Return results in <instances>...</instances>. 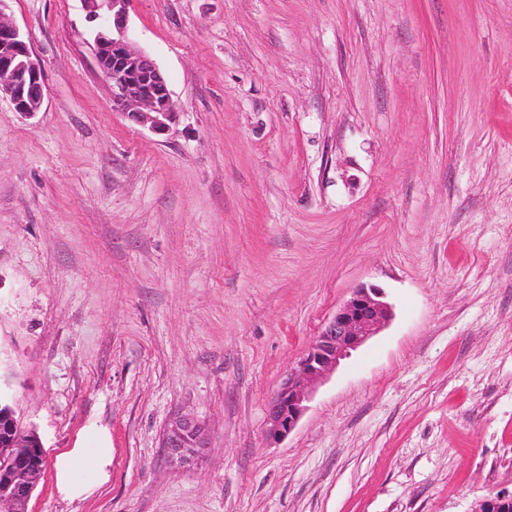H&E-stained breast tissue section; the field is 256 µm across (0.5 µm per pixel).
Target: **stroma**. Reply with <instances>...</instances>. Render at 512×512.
I'll return each instance as SVG.
<instances>
[{"label": "stroma", "instance_id": "1", "mask_svg": "<svg viewBox=\"0 0 512 512\" xmlns=\"http://www.w3.org/2000/svg\"><path fill=\"white\" fill-rule=\"evenodd\" d=\"M45 76L0 98V392L28 512H468L512 488V0H134L163 134L112 110L81 0H11ZM391 320L269 405L358 286ZM192 414L210 446L171 464ZM109 449L86 487L58 458ZM4 409V410H3ZM0 407V511L27 512L44 473L45 451L34 431H23L12 410ZM162 447L171 462L192 465L209 448L205 424L187 415L175 418L163 433Z\"/></svg>", "mask_w": 512, "mask_h": 512}]
</instances>
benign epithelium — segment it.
<instances>
[{"label": "benign epithelium", "mask_w": 512, "mask_h": 512, "mask_svg": "<svg viewBox=\"0 0 512 512\" xmlns=\"http://www.w3.org/2000/svg\"><path fill=\"white\" fill-rule=\"evenodd\" d=\"M0 0V97L6 96L24 116L38 112L45 96L44 73L30 41ZM91 25L93 53L104 80L112 86V110L130 121L162 133L176 117L167 79L159 66L136 48L128 28L132 0H82ZM392 316L391 307L374 287L355 289L324 324L269 406L268 436L290 434L302 417L315 386L342 360L362 346ZM162 447L167 459L192 465L209 447L204 423L181 415L166 428ZM46 455L37 433L23 431L11 409L0 408V512H28L30 496L44 473ZM512 504V490L493 492L470 512H497Z\"/></svg>", "instance_id": "1"}]
</instances>
